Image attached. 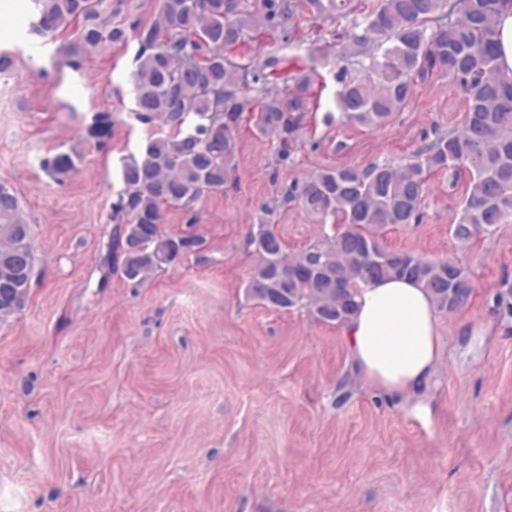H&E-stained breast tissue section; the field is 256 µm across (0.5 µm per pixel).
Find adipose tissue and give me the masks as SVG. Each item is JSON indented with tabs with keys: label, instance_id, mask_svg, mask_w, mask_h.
<instances>
[{
	"label": "adipose tissue",
	"instance_id": "ef3b65f1",
	"mask_svg": "<svg viewBox=\"0 0 512 512\" xmlns=\"http://www.w3.org/2000/svg\"><path fill=\"white\" fill-rule=\"evenodd\" d=\"M343 333L367 382L390 396L429 382L443 354L437 307L423 283L381 278L361 285Z\"/></svg>",
	"mask_w": 512,
	"mask_h": 512
}]
</instances>
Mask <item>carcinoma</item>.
Wrapping results in <instances>:
<instances>
[{"instance_id":"obj_1","label":"carcinoma","mask_w":512,"mask_h":512,"mask_svg":"<svg viewBox=\"0 0 512 512\" xmlns=\"http://www.w3.org/2000/svg\"><path fill=\"white\" fill-rule=\"evenodd\" d=\"M31 31L54 38L82 21L76 42L62 50L68 64L103 41L125 39L123 27L100 20L99 0H31ZM354 0H161V21L136 28L140 45L131 75L135 118L159 122L168 132L148 140L140 158L122 165L123 188L112 203V239L120 250L111 271L136 288L152 274L200 251L193 235L162 231L168 209L190 210L205 194L222 191L235 175V134L243 121L290 156L307 106L311 75L281 73V59L232 62L224 51L258 29L290 40L299 18L344 19L348 42L336 53L338 115L331 123L384 125L414 95L416 79L436 72L468 97L466 123L438 136L403 164L323 170L289 185L282 203L331 221L333 238L290 255L271 225L249 233L257 263L247 285L251 299L274 310H303L316 322L341 327L354 312L360 283L407 277L429 289L440 311L468 305L474 281L464 268L382 245L377 231L422 217L428 178L457 169L468 174L467 196L454 238L466 245L512 218V77L497 65L496 19L502 0H380L365 15ZM280 80L287 98L270 92ZM112 113L97 112L81 136L101 141L112 132ZM75 149L41 159L61 182L76 167ZM35 257L31 227L18 198L0 185V320L17 313L31 288ZM493 311L512 318V283L491 296Z\"/></svg>"}]
</instances>
